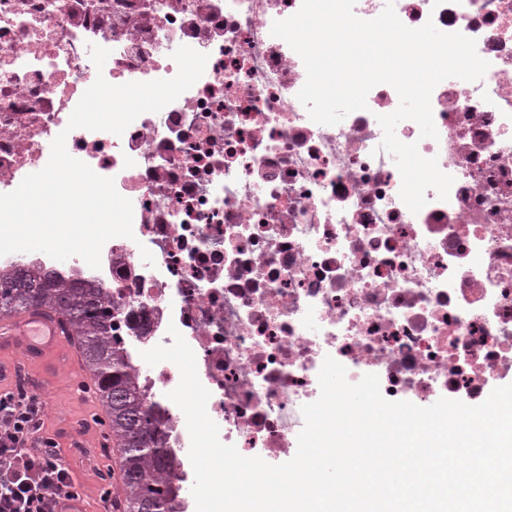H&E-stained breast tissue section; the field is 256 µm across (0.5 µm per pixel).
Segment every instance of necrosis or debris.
Returning a JSON list of instances; mask_svg holds the SVG:
<instances>
[{
	"mask_svg": "<svg viewBox=\"0 0 512 512\" xmlns=\"http://www.w3.org/2000/svg\"><path fill=\"white\" fill-rule=\"evenodd\" d=\"M389 1L408 27L474 39L490 64L483 80L435 87L437 138L412 120L395 128L454 178L447 200L427 190L416 213L379 148L378 118L399 105L391 85L336 125L298 100L304 63L271 27L302 0H0V193L43 169L63 132L68 153L131 200L133 238L108 240L100 268L77 256L69 267L148 326L128 349L170 420L174 479L194 477L168 397L180 371L141 357L171 345L172 326L221 442L285 461L325 357L349 383L370 372L384 398L415 404L477 405L512 378V0H356L353 13L371 20ZM93 44L110 52L103 68ZM183 45L208 61L174 102L119 136L69 129L97 76L173 78Z\"/></svg>",
	"mask_w": 512,
	"mask_h": 512,
	"instance_id": "obj_1",
	"label": "necrosis or debris"
}]
</instances>
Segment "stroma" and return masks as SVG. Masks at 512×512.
<instances>
[{
	"mask_svg": "<svg viewBox=\"0 0 512 512\" xmlns=\"http://www.w3.org/2000/svg\"><path fill=\"white\" fill-rule=\"evenodd\" d=\"M0 361L15 368V377L9 389H31L33 377L47 380L43 401L48 410L44 415L46 433L64 430L63 448L73 443L83 447L84 463L75 470L74 478L87 496L88 512H104L103 498L118 501L121 486L120 460L117 454H100L106 441L107 430L98 419L104 407L97 397L86 392L93 377L85 359L74 360L66 353H50L43 363L28 366L15 363L10 349H0Z\"/></svg>",
	"mask_w": 512,
	"mask_h": 512,
	"instance_id": "1",
	"label": "stroma"
}]
</instances>
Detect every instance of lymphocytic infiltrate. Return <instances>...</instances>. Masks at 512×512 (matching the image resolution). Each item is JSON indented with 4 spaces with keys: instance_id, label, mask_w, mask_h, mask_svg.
<instances>
[{
    "instance_id": "obj_1",
    "label": "lymphocytic infiltrate",
    "mask_w": 512,
    "mask_h": 512,
    "mask_svg": "<svg viewBox=\"0 0 512 512\" xmlns=\"http://www.w3.org/2000/svg\"><path fill=\"white\" fill-rule=\"evenodd\" d=\"M38 396L0 393V512H61L81 501L70 462L51 437H40Z\"/></svg>"
}]
</instances>
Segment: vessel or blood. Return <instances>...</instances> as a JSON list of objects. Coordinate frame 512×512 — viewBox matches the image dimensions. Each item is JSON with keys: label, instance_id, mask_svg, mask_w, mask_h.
<instances>
[{"label": "vessel or blood", "instance_id": "obj_1", "mask_svg": "<svg viewBox=\"0 0 512 512\" xmlns=\"http://www.w3.org/2000/svg\"><path fill=\"white\" fill-rule=\"evenodd\" d=\"M9 344L26 361L41 358L49 349L65 347L79 354L80 339L54 309L30 306L0 316V345Z\"/></svg>", "mask_w": 512, "mask_h": 512}]
</instances>
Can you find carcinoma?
<instances>
[{
    "label": "carcinoma",
    "instance_id": "obj_1",
    "mask_svg": "<svg viewBox=\"0 0 512 512\" xmlns=\"http://www.w3.org/2000/svg\"><path fill=\"white\" fill-rule=\"evenodd\" d=\"M31 305L57 310L80 337L94 392L107 407L104 424L120 453L123 512H182L184 488L170 478L175 458L168 417L129 365L120 308L107 289L28 260L0 269V314Z\"/></svg>",
    "mask_w": 512,
    "mask_h": 512
}]
</instances>
